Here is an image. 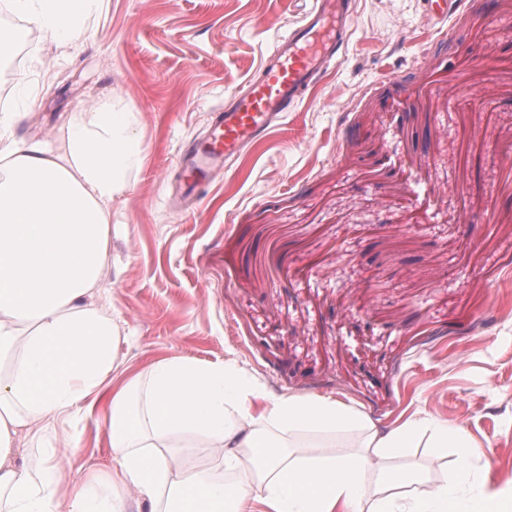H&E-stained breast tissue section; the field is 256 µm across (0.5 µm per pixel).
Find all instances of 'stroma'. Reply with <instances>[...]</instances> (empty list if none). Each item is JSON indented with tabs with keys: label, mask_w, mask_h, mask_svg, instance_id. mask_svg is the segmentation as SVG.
Instances as JSON below:
<instances>
[{
	"label": "stroma",
	"mask_w": 512,
	"mask_h": 512,
	"mask_svg": "<svg viewBox=\"0 0 512 512\" xmlns=\"http://www.w3.org/2000/svg\"><path fill=\"white\" fill-rule=\"evenodd\" d=\"M309 0H99L62 46L23 16L1 112L69 144L75 112L135 117L103 291L122 369L236 359L270 390L330 395L378 427L464 422L512 485V0L427 17L357 0L340 61L183 212L177 160ZM69 479L109 466L93 414L43 443Z\"/></svg>",
	"instance_id": "stroma-1"
}]
</instances>
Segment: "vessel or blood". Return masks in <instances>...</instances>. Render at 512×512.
Instances as JSON below:
<instances>
[{
  "instance_id": "obj_1",
  "label": "vessel or blood",
  "mask_w": 512,
  "mask_h": 512,
  "mask_svg": "<svg viewBox=\"0 0 512 512\" xmlns=\"http://www.w3.org/2000/svg\"><path fill=\"white\" fill-rule=\"evenodd\" d=\"M353 14V0H313L302 19L278 36L261 74L213 112L206 136L183 150L185 201H194L214 169L274 128L339 61Z\"/></svg>"
}]
</instances>
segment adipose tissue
Here are the masks:
<instances>
[{
	"label": "adipose tissue",
	"instance_id": "1",
	"mask_svg": "<svg viewBox=\"0 0 512 512\" xmlns=\"http://www.w3.org/2000/svg\"><path fill=\"white\" fill-rule=\"evenodd\" d=\"M99 0H12L67 42ZM0 113V512H512V487L473 472L486 456L464 423L422 411L389 430L330 395L273 394L234 360L173 355L110 384L119 329L93 299L112 199L139 164L129 112L69 121L66 155L17 140ZM104 412L110 465L67 482L59 459L18 463L58 420ZM427 441L453 448L433 480L393 464ZM212 465L196 469L198 448Z\"/></svg>",
	"mask_w": 512,
	"mask_h": 512
}]
</instances>
